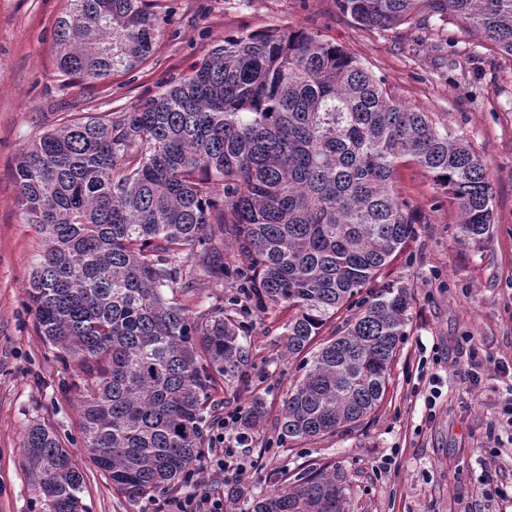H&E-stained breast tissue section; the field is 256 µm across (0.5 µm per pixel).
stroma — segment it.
I'll return each instance as SVG.
<instances>
[{
  "label": "stroma",
  "mask_w": 512,
  "mask_h": 512,
  "mask_svg": "<svg viewBox=\"0 0 512 512\" xmlns=\"http://www.w3.org/2000/svg\"><path fill=\"white\" fill-rule=\"evenodd\" d=\"M154 55L104 81L62 85L56 22L69 0H0V512H41L38 479L25 448L32 423L52 429L85 474L87 512H160L163 492L131 503L80 445L77 377L38 336L27 287L41 239L25 224L13 179L19 151L84 112H122L183 76L225 35L302 29L336 42L376 75L397 101L463 136L493 182L494 224L479 247L462 241L459 208L413 163L396 187L421 219L414 236L379 274L411 294L406 334L377 409L348 432L274 447L298 360L280 352L292 317L285 306L253 311L248 383L221 380L217 411L261 397L265 418L248 453L262 468L224 512H247L253 494L272 491L280 472L326 463L346 476L350 512H512V57L477 46L456 22L444 31L411 25L379 31L358 25L336 0H159ZM485 359L478 385L465 377L467 351ZM437 388L435 408L425 393Z\"/></svg>",
  "instance_id": "35a3bbf8"
}]
</instances>
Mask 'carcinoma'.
<instances>
[{"label": "carcinoma", "instance_id": "cac0c4a2", "mask_svg": "<svg viewBox=\"0 0 512 512\" xmlns=\"http://www.w3.org/2000/svg\"><path fill=\"white\" fill-rule=\"evenodd\" d=\"M361 26L421 29L452 19L512 56V0H337ZM155 0H70L56 23L64 80L102 81L154 54ZM413 162L461 212L480 245L493 226L491 176L461 136L394 99L333 43L273 28L224 37L193 71L128 112L77 117L26 145L13 176L25 223L42 235L28 285L35 328L78 364L81 439L112 490L139 502L177 489L205 445L216 376L241 378L252 309L295 314L282 353L304 373L288 392L282 443L353 429L379 406L406 335L410 293L358 298L414 235L396 189ZM229 247L245 262L233 270ZM224 288L191 310L167 297L196 271ZM333 336L314 345L336 314ZM265 416L254 399L255 428ZM44 512H85L83 473L42 425L25 436ZM252 498L249 512H348L334 465Z\"/></svg>", "mask_w": 512, "mask_h": 512}]
</instances>
